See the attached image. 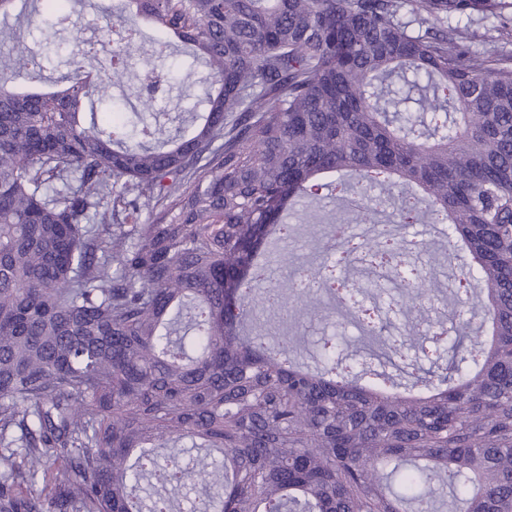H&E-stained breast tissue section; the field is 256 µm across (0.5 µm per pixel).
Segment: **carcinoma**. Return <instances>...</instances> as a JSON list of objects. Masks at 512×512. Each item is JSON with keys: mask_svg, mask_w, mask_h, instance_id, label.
Masks as SVG:
<instances>
[{"mask_svg": "<svg viewBox=\"0 0 512 512\" xmlns=\"http://www.w3.org/2000/svg\"><path fill=\"white\" fill-rule=\"evenodd\" d=\"M50 29L61 0H28ZM120 0L112 65L75 59L43 91V67L13 42L0 73V512H168L142 480L224 485L200 512H512V51L478 53L431 21L500 18L512 0ZM155 28L146 64L187 46L211 81L188 133L133 120L82 122L123 82L125 59ZM16 81L33 85L17 92ZM122 184L131 213L112 225ZM367 198L352 224L389 225L396 257L427 249L397 227L444 229V284L425 263L400 279L415 328L386 356L439 350L436 290L458 298L445 371L425 389L343 362L322 338L318 365L295 359L306 336L275 344L245 331L254 313H308L297 275L256 270L301 202ZM116 272H111V267ZM486 335H471L478 315ZM187 440L184 461L158 449Z\"/></svg>", "mask_w": 512, "mask_h": 512, "instance_id": "obj_1", "label": "carcinoma"}]
</instances>
